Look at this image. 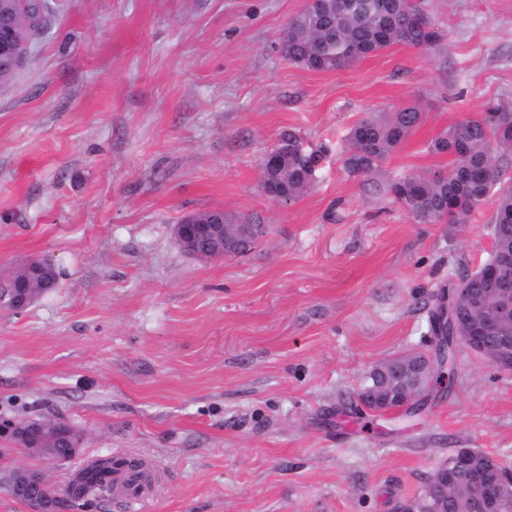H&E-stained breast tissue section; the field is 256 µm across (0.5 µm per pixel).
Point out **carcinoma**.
I'll return each instance as SVG.
<instances>
[{
  "mask_svg": "<svg viewBox=\"0 0 512 512\" xmlns=\"http://www.w3.org/2000/svg\"><path fill=\"white\" fill-rule=\"evenodd\" d=\"M288 22L282 37V49L294 63L315 71H338L384 48L401 44L428 50L441 39L433 22L418 24L414 15L423 13L408 0H383L387 8L375 7L377 0H323ZM19 9L44 25L47 0H21ZM423 122V113L414 106L389 112L383 117H367L356 123L348 135L349 149L343 168L352 177H368L380 170L388 156ZM430 150L452 157L445 173L403 175L375 184V191L393 197L418 224H466L486 201L494 202L489 224L495 252L489 261L473 272L448 281V287L474 288L482 292L484 278L497 253L512 247V184L503 180L499 160L512 150V100L500 102L448 126L435 138ZM271 152L278 163L262 167V188L272 189L293 202L309 191L326 153L324 147L304 145L302 137L288 129L279 134ZM453 355L442 354L432 393L443 395L454 375L448 366ZM396 370L382 364L373 366L363 384L370 387L396 384ZM112 458L99 460L100 468L86 473V487L76 495L68 489L58 493L57 509L83 508L106 492V480L112 474ZM436 493L433 476L423 482L420 493L409 499L406 512H427L426 501Z\"/></svg>",
  "mask_w": 512,
  "mask_h": 512,
  "instance_id": "obj_1",
  "label": "carcinoma"
}]
</instances>
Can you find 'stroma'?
Instances as JSON below:
<instances>
[{
  "instance_id": "obj_1",
  "label": "stroma",
  "mask_w": 512,
  "mask_h": 512,
  "mask_svg": "<svg viewBox=\"0 0 512 512\" xmlns=\"http://www.w3.org/2000/svg\"><path fill=\"white\" fill-rule=\"evenodd\" d=\"M307 0H48L27 60L0 85V271L52 257L58 288L0 310V473L65 486L104 455L149 460L150 512H396L458 448L512 469V373L459 345L445 398L406 427L354 415L373 365L432 349L433 296L493 249L485 203L469 223L417 224L348 176L367 114H424L384 165L433 174L428 145L512 98V0H420L442 38L335 72L285 57ZM329 152L312 190L260 187L280 132ZM261 220L246 255L178 246L187 215ZM60 415L85 434L56 464L9 424Z\"/></svg>"
}]
</instances>
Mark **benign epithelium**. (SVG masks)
Wrapping results in <instances>:
<instances>
[{"label":"benign epithelium","mask_w":512,"mask_h":512,"mask_svg":"<svg viewBox=\"0 0 512 512\" xmlns=\"http://www.w3.org/2000/svg\"><path fill=\"white\" fill-rule=\"evenodd\" d=\"M19 34L11 5L0 0V71L17 65L14 53ZM261 228L255 224H177L175 237L182 249L199 258L235 257L257 239ZM40 270L28 268L26 274L11 277L12 287L0 289V308L15 313L28 310L39 297L36 285ZM494 292L481 298L470 288L453 289V302H439L437 320L451 324L455 336L472 351L494 366L512 370V332L507 322L512 320V251L504 250L495 258L494 278L488 282ZM62 434L69 437L67 454L75 456L82 447L84 435L65 419H60ZM46 426L43 420L27 418L15 424L12 438L22 452L56 459V449L43 445ZM477 450L464 448L441 464L440 477L452 501L459 475L469 477L472 489L471 512H512V480L490 477L497 458L488 455V466H473ZM14 493L20 496L27 512H55L57 488L40 471L26 467L14 469L11 479Z\"/></svg>","instance_id":"obj_1"}]
</instances>
